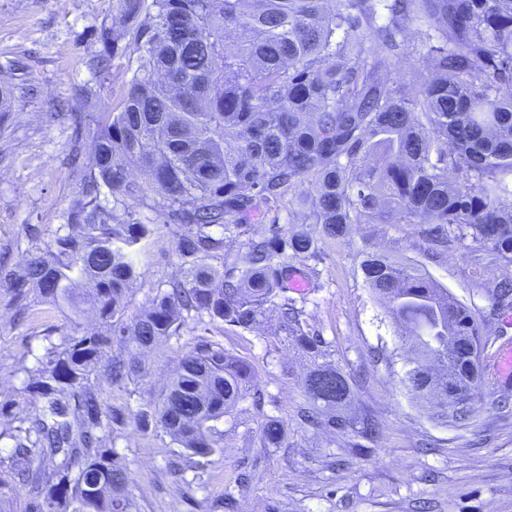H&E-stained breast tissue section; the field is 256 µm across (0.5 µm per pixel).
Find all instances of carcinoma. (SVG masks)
I'll list each match as a JSON object with an SVG mask.
<instances>
[{
    "instance_id": "cac0c4a2",
    "label": "carcinoma",
    "mask_w": 512,
    "mask_h": 512,
    "mask_svg": "<svg viewBox=\"0 0 512 512\" xmlns=\"http://www.w3.org/2000/svg\"><path fill=\"white\" fill-rule=\"evenodd\" d=\"M120 26L96 31L85 64L110 91L112 63L137 66L95 126L81 196L45 246L0 261V293L20 310L29 293L93 307L101 330L48 342L23 389L38 404L13 413L0 439V512H133L130 472L108 446L128 425L160 427L181 448V475L220 447L212 422L247 396L251 365L199 337L179 359L161 402L114 407L105 388L145 373L135 355L208 317L250 331L269 309L312 360L308 426L372 440L375 419L350 415L349 381L321 336L303 328L288 278L308 268L316 239L265 224L262 206L313 177L295 205L322 235L352 224H420L433 250L455 243L512 266V0H113ZM417 54L427 74L403 59ZM136 167L140 178L130 177ZM134 198L157 223L121 222ZM174 227L175 272L150 307L126 315L131 286L154 263L153 237ZM242 256L227 263L231 244ZM372 293L416 337L404 382L435 413L467 415L463 396L485 379L471 352L483 328L419 264L366 251ZM512 307V279L488 289ZM131 357L112 355V344ZM276 419L266 448L285 444Z\"/></svg>"
}]
</instances>
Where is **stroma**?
<instances>
[{"label": "stroma", "mask_w": 512, "mask_h": 512, "mask_svg": "<svg viewBox=\"0 0 512 512\" xmlns=\"http://www.w3.org/2000/svg\"><path fill=\"white\" fill-rule=\"evenodd\" d=\"M113 20L112 0H0V86L33 87L18 95L12 111L0 112V254L11 261L21 259L31 231L48 242L67 223L81 192L82 159L93 137L88 116L101 111L107 99L81 102L75 90L91 78L85 59L98 48L95 30ZM52 112L57 120H49ZM291 200L284 195L266 210L289 230L303 229L318 239L311 288L297 305L308 330L326 341L331 362L351 384V412L372 415L380 434L368 441L301 422L310 361L284 345L276 314L250 332L217 321L209 326L210 338L252 365L253 386L263 401H240L218 424L220 450L203 469L181 478L168 470L178 447L163 430L116 431L112 446L131 473L136 512H211L227 497L232 512H512V387L483 382L468 400L463 421L440 419L417 406L403 384L413 340L371 293L360 263L363 251L373 248L421 262L486 322L490 346L512 337L487 294L488 285L512 278V266L489 259L474 265L469 253L454 245L438 258H426L416 224H355L345 238H325L320 225L307 222ZM152 249L160 261L143 268L128 298V314L148 306L173 271L169 229H161ZM98 326L94 314H78L34 294L19 317L0 296V400L33 411L22 392L26 377L14 369L18 358L41 353L46 338ZM196 335L191 328L156 346L144 357L145 375L130 390L107 393L108 402L133 410L159 402ZM269 418L285 427L287 447H261Z\"/></svg>", "instance_id": "obj_1"}]
</instances>
